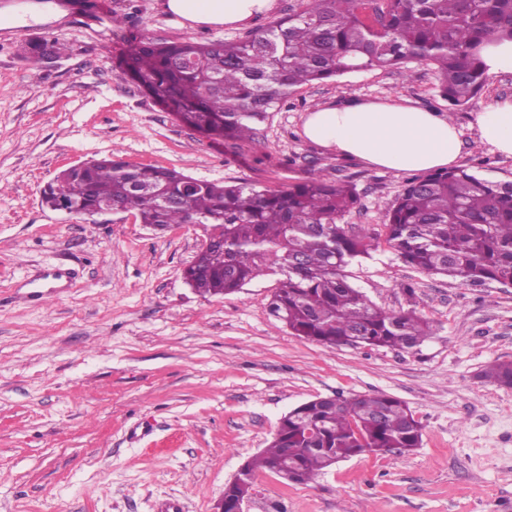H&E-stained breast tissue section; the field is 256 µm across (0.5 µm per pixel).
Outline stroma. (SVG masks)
<instances>
[{"instance_id":"stroma-1","label":"stroma","mask_w":512,"mask_h":512,"mask_svg":"<svg viewBox=\"0 0 512 512\" xmlns=\"http://www.w3.org/2000/svg\"><path fill=\"white\" fill-rule=\"evenodd\" d=\"M0 0V512H219L225 486L267 448L281 418L318 396L382 392L421 425L414 452L351 457L308 483L255 476L249 512H512V387L483 379L512 361V285L466 286L404 264L388 247L351 262L347 281L376 306L412 309L432 336L413 349L322 345L270 313L278 286L257 277L203 296L183 277L201 230L166 231L118 214L55 211L44 187L74 163L113 156L201 181L287 185L351 181L353 229L378 233L408 175L304 138L313 108L395 97L448 109L432 66L413 62L303 86L272 112L259 146L228 148L182 125L115 68L133 31L233 41L298 10L275 0L248 26L180 25L160 0ZM66 10L46 17L49 4ZM67 44L32 64L31 39ZM512 99V74L488 77L455 112L458 166L512 183L476 112ZM66 268L31 303L43 272Z\"/></svg>"}]
</instances>
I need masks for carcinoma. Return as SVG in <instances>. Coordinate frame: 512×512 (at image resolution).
<instances>
[{"instance_id": "obj_1", "label": "carcinoma", "mask_w": 512, "mask_h": 512, "mask_svg": "<svg viewBox=\"0 0 512 512\" xmlns=\"http://www.w3.org/2000/svg\"><path fill=\"white\" fill-rule=\"evenodd\" d=\"M490 40H512V0H301L299 11L236 41L135 34L116 68L179 122L238 148L259 142V126L297 88L410 61L434 67L448 110L463 107L486 84L480 52ZM61 196L83 210L129 206L136 221L161 231L202 224L219 232L222 244L184 270L192 288L226 296L278 274L271 314L294 335L328 346L412 349L432 335L415 311L378 308L346 280L344 268L382 242L428 274L512 284V184L467 168L406 180L382 240L342 223L359 197L339 179L219 184L103 157L63 170L43 192L49 206ZM483 378L512 386V362L489 365ZM421 437L410 408L387 394L317 397L281 419L247 474L274 473L286 461L295 470L288 479L307 483L344 458L409 453Z\"/></svg>"}]
</instances>
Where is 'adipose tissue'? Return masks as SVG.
<instances>
[{"label": "adipose tissue", "instance_id": "adipose-tissue-1", "mask_svg": "<svg viewBox=\"0 0 512 512\" xmlns=\"http://www.w3.org/2000/svg\"><path fill=\"white\" fill-rule=\"evenodd\" d=\"M274 0H163L169 15L194 26H240L269 12ZM480 139L512 157V101L496 103L475 116ZM303 135L312 143L397 171L440 170L457 162L460 131L437 112L403 103L353 99L320 107L306 116Z\"/></svg>", "mask_w": 512, "mask_h": 512}]
</instances>
